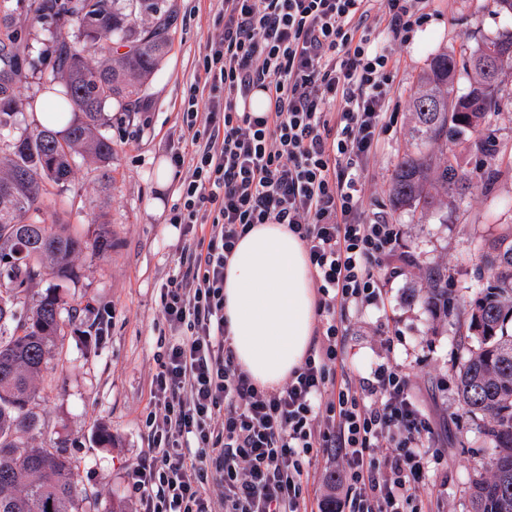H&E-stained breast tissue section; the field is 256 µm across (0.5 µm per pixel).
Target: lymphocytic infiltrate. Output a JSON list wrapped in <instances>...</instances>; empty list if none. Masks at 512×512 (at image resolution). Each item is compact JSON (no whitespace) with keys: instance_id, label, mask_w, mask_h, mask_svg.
Returning <instances> with one entry per match:
<instances>
[{"instance_id":"lymphocytic-infiltrate-1","label":"lymphocytic infiltrate","mask_w":512,"mask_h":512,"mask_svg":"<svg viewBox=\"0 0 512 512\" xmlns=\"http://www.w3.org/2000/svg\"><path fill=\"white\" fill-rule=\"evenodd\" d=\"M220 31L190 87L189 162L170 223L201 230L161 289L176 333L153 378L146 461L130 474L141 512H306V461L336 456V512H419L445 457L408 376L378 364L337 378L350 310L403 274L400 229L364 205L365 171L391 125L396 61L426 0H220ZM264 94L265 111L249 104ZM257 224L304 244L319 295L318 344L279 389L257 386L224 327V268ZM195 441L197 453L184 450Z\"/></svg>"}]
</instances>
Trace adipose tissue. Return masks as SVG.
<instances>
[{
    "instance_id": "1",
    "label": "adipose tissue",
    "mask_w": 512,
    "mask_h": 512,
    "mask_svg": "<svg viewBox=\"0 0 512 512\" xmlns=\"http://www.w3.org/2000/svg\"><path fill=\"white\" fill-rule=\"evenodd\" d=\"M316 301L307 251L286 225H256L237 243L224 270V323L256 385L278 387L301 364Z\"/></svg>"
}]
</instances>
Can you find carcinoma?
<instances>
[{
    "label": "carcinoma",
    "mask_w": 512,
    "mask_h": 512,
    "mask_svg": "<svg viewBox=\"0 0 512 512\" xmlns=\"http://www.w3.org/2000/svg\"><path fill=\"white\" fill-rule=\"evenodd\" d=\"M35 17L64 18L73 31L52 33L48 81L63 88L56 111L76 118L63 131L17 130L21 81L20 37L0 40V132H14L11 151L0 155V512H91L79 497L74 467L62 447L35 448L43 428L32 411L34 382L61 329L60 299L51 291L17 314L19 295L45 276L68 279L76 256L112 249L101 228L93 242L40 217L47 186H65L76 160L99 170L100 192L111 185L112 140L102 132L106 109L133 112L168 53L174 20L171 0H34ZM493 52L498 72L512 68V37L492 41L467 58L431 57L412 101L411 136L427 151L403 158L390 189L396 209L442 206L471 186L454 146L479 135L475 145L494 154L496 141L480 137L486 114L496 108L499 83L479 61ZM470 70L467 93L454 95L457 70ZM476 259L484 275L478 292L460 306L432 281L420 295L433 313L463 314L477 339L459 371L458 398L480 419L492 452L478 465L470 487L471 512H512V229L482 244Z\"/></svg>",
    "instance_id": "1"
}]
</instances>
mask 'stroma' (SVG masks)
<instances>
[{
    "instance_id": "35a3bbf8",
    "label": "stroma",
    "mask_w": 512,
    "mask_h": 512,
    "mask_svg": "<svg viewBox=\"0 0 512 512\" xmlns=\"http://www.w3.org/2000/svg\"><path fill=\"white\" fill-rule=\"evenodd\" d=\"M175 21L163 64L136 112L109 109L105 134L112 140V187L100 193L98 172L77 162L65 187H50L42 209L47 222L93 239L107 229L112 249L97 257L84 252L74 260L70 279L45 277L33 293L54 289L69 313L55 337L46 367L36 380L33 411L44 429L38 447L63 444L71 458L80 495L96 512H138L130 471L148 450L144 419L151 408V382L164 356L170 328L162 316L160 293L173 261L193 236L169 221L178 187L187 174L177 167L167 185L156 168L184 152L183 122L188 89L216 33L218 0H173ZM32 0H6L20 20L27 51L40 57L38 70H25L19 85L21 126L36 127V104L45 95L52 65L49 36L55 20L35 19ZM429 21L409 43L392 44L397 61L395 120L365 173V206L403 228V244L414 263L406 276L384 287L375 307L350 313L344 338L343 369L355 377L390 362L405 372L415 399L430 418L445 459L429 474L419 493L422 512H469V487L476 466L490 449L477 422L461 407L456 388L459 367L476 339L464 318L433 314L419 292L430 275H441L457 301L474 297L480 270L470 254L512 224V69L500 76L501 98L486 117L483 133L498 151L488 155L473 142L458 146L461 167L472 178L462 199L429 210L397 209L389 188L401 158L413 152L409 128L412 98L430 58L448 52L471 55L512 32V16L495 0H429ZM495 170L493 182L483 174ZM99 199L91 209L90 199ZM112 436L99 443L100 430Z\"/></svg>"
}]
</instances>
